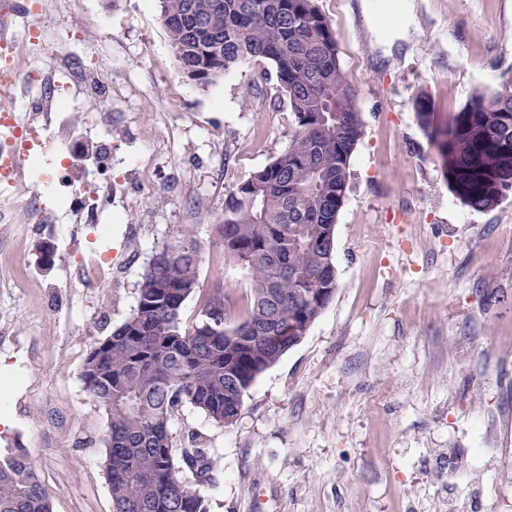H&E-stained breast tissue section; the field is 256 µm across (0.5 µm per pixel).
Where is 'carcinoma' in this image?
Segmentation results:
<instances>
[{
  "instance_id": "1",
  "label": "carcinoma",
  "mask_w": 512,
  "mask_h": 512,
  "mask_svg": "<svg viewBox=\"0 0 512 512\" xmlns=\"http://www.w3.org/2000/svg\"><path fill=\"white\" fill-rule=\"evenodd\" d=\"M180 67L200 86L248 60L276 69L292 115L288 146L236 183L216 225L224 257L247 283L243 311L212 290L196 319L201 246L187 228L156 248L126 320L92 348L80 378L107 414L103 471L113 512H206L185 483L218 468L199 436L173 447L172 419L186 405L218 424L236 421L257 377L298 344L337 290L334 235L353 153L363 136L336 31L315 0H159ZM448 183L463 204L489 210L512 192V83L477 93L444 130L415 101ZM0 512H52V494L24 452L0 458Z\"/></svg>"
}]
</instances>
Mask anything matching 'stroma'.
I'll return each instance as SVG.
<instances>
[{"mask_svg":"<svg viewBox=\"0 0 512 512\" xmlns=\"http://www.w3.org/2000/svg\"><path fill=\"white\" fill-rule=\"evenodd\" d=\"M364 123L335 229L336 295L307 336L262 373L237 420L185 406L173 445L202 437L221 474L199 486L208 512H448L475 492L512 512V192L463 205L417 121L425 94L447 122L478 91L512 81V0H317ZM112 86V203L98 226H14L0 252V456L26 452L53 512H112L102 469L107 414L80 379L93 347L136 304L155 247L193 225L203 261L193 319L211 288L242 299L216 224L227 190L286 147L292 118L270 62L248 61L202 88L182 73L157 0H53L17 14ZM70 148L24 161L20 199L85 160L102 136L80 92ZM54 264L40 262L42 245ZM94 253L111 280L87 287ZM496 439L503 463L482 449Z\"/></svg>","mask_w":512,"mask_h":512,"instance_id":"stroma-1","label":"stroma"}]
</instances>
